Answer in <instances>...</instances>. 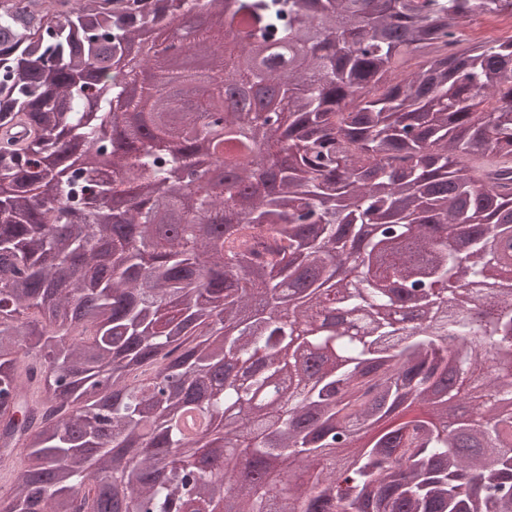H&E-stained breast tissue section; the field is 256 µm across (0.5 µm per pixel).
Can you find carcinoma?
<instances>
[{
  "mask_svg": "<svg viewBox=\"0 0 512 512\" xmlns=\"http://www.w3.org/2000/svg\"><path fill=\"white\" fill-rule=\"evenodd\" d=\"M142 2L0 0V512H512V36L459 38L512 0ZM186 44L285 105L184 111ZM195 156L197 161V165L195 167L196 175L194 182L190 183V186L204 187L222 167L221 161L209 138L197 141ZM236 449V451H235ZM243 448H228L223 458L217 459L213 464V473L216 476H225L227 464L235 466L237 480L240 482L248 481L251 478V468L249 466V457L242 454ZM227 457L231 461H227Z\"/></svg>",
  "mask_w": 512,
  "mask_h": 512,
  "instance_id": "cac0c4a2",
  "label": "carcinoma"
}]
</instances>
